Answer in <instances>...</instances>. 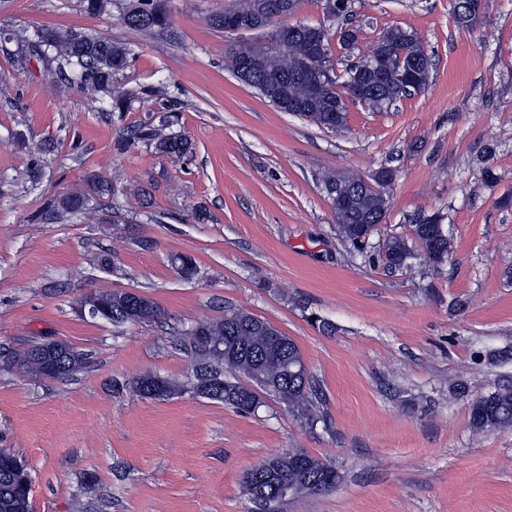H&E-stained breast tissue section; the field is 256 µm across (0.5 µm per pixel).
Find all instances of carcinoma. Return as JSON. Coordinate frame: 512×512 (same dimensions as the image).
<instances>
[{
  "instance_id": "carcinoma-1",
  "label": "carcinoma",
  "mask_w": 512,
  "mask_h": 512,
  "mask_svg": "<svg viewBox=\"0 0 512 512\" xmlns=\"http://www.w3.org/2000/svg\"><path fill=\"white\" fill-rule=\"evenodd\" d=\"M264 0H245L244 5L230 7L212 19L224 27L226 20L237 26L264 30L263 36L247 39L233 45L226 59L233 74L239 68L248 71L250 80L245 85L281 112L288 106L298 107L295 115L326 129L341 126L339 114L347 111L345 99L365 103L381 111L394 101L410 94L403 86L404 78L392 65L391 54L402 52L419 65L420 89L430 84L433 70L432 55L424 43L411 31L400 26L384 29L368 58L373 69L363 73L357 84L349 78L302 74V65L310 64L314 72H333L330 28L325 25L302 26L296 34L285 33L283 21L261 10ZM83 11L97 16L112 8V0H80ZM121 20L139 31H164L170 27L166 0H130L123 8ZM30 54L44 65L46 73L58 82L81 91L109 94L107 112H125L136 93H112V85L127 67L130 49L109 38L76 30H41L26 39ZM281 79L277 94L269 92L266 81ZM178 114L168 116L159 126L140 125L130 130L128 142H142L159 154L185 158L194 152L193 142L180 135L165 133ZM394 172L383 169L372 179L373 186L364 184L360 177L345 175L341 179L331 175L325 185L334 188L338 200L331 202L341 236L355 249L364 250L377 231V222L384 219L390 203L389 186L381 182L393 180ZM86 202L80 196L68 195L48 208L45 219L54 220L62 213H76ZM418 223L411 225L412 239L429 260L441 264L448 257V236L436 233L441 218L436 214L417 215ZM383 263L396 269L407 265L411 258L408 240L401 236L385 240ZM178 272L186 279L197 272L194 259L186 254L173 258ZM83 300H96L104 307L102 319L115 327L127 324L154 323L165 316V310L148 296L137 294L126 298L109 291L90 292ZM195 349L193 376L186 384L172 382L164 377L158 400H168L194 388L201 389L200 397L250 413L274 398L297 417L314 425L321 421L318 393L302 353L296 342L276 329L271 323L243 310H231L224 317L199 323L187 332ZM44 348L42 360L37 353L23 350L16 353L12 363L19 372L32 378L61 379L83 368L85 354L65 340L48 339L40 342ZM249 383L254 390L243 388ZM471 427L480 432L486 429L512 425V386L498 388L471 401ZM20 458L11 451L0 449V512H31L30 491L27 488L28 471L18 465ZM274 470L273 481L265 485V502L257 501L252 490L254 471L243 479V492L260 512H273L290 496L316 493L336 487L342 479L339 471L303 448L274 454L265 459Z\"/></svg>"
}]
</instances>
